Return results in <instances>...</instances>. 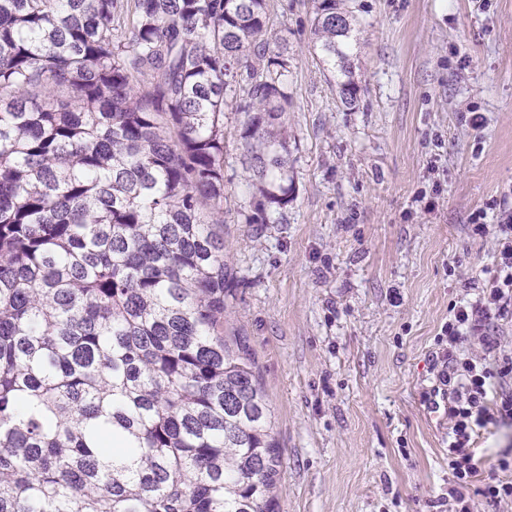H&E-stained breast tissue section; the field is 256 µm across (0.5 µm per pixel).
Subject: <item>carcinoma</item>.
Segmentation results:
<instances>
[{
    "label": "carcinoma",
    "instance_id": "obj_1",
    "mask_svg": "<svg viewBox=\"0 0 512 512\" xmlns=\"http://www.w3.org/2000/svg\"><path fill=\"white\" fill-rule=\"evenodd\" d=\"M347 0L314 52L353 109ZM268 0H0V512H274L281 455L224 336V112L294 198Z\"/></svg>",
    "mask_w": 512,
    "mask_h": 512
}]
</instances>
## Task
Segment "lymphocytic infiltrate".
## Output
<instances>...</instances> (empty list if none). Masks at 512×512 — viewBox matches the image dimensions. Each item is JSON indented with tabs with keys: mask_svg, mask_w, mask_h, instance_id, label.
Here are the masks:
<instances>
[{
	"mask_svg": "<svg viewBox=\"0 0 512 512\" xmlns=\"http://www.w3.org/2000/svg\"><path fill=\"white\" fill-rule=\"evenodd\" d=\"M470 222L476 233L492 235L496 266L478 299L459 305L444 328L448 352L442 382L452 394L448 467L457 481L450 494L459 506L458 512H473L463 489L482 465L471 450L475 430L490 424H512V395L502 396L494 406L488 400L495 380L512 375V354L502 355L494 367L486 362L487 354L500 347L498 338L488 333L491 321L512 314V208L502 205L492 213L482 210L472 214ZM468 337L477 339L481 351L458 357L455 350Z\"/></svg>",
	"mask_w": 512,
	"mask_h": 512,
	"instance_id": "1",
	"label": "lymphocytic infiltrate"
}]
</instances>
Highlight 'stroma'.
Instances as JSON below:
<instances>
[{
	"label": "stroma",
	"mask_w": 512,
	"mask_h": 512,
	"mask_svg": "<svg viewBox=\"0 0 512 512\" xmlns=\"http://www.w3.org/2000/svg\"><path fill=\"white\" fill-rule=\"evenodd\" d=\"M288 31L283 121L295 197L262 223L224 120V331L248 348L282 467L275 512H456L441 329L495 264L470 214L512 190V0H351L362 25L355 109L310 47L313 0H270ZM480 115L481 128L471 118ZM512 428L477 429L487 500Z\"/></svg>",
	"instance_id": "obj_1"
}]
</instances>
